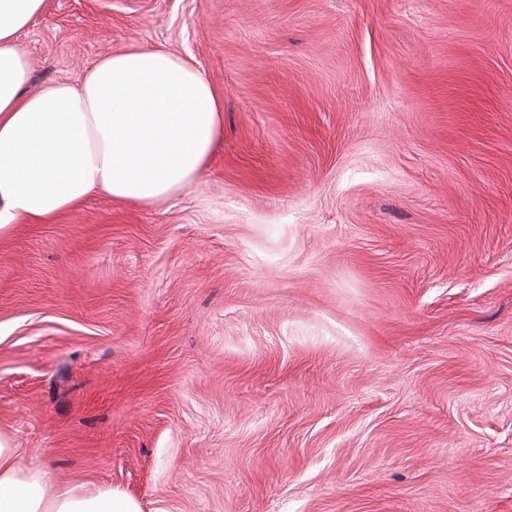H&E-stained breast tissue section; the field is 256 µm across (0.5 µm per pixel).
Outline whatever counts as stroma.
I'll list each match as a JSON object with an SVG mask.
<instances>
[{"label": "stroma", "mask_w": 512, "mask_h": 512, "mask_svg": "<svg viewBox=\"0 0 512 512\" xmlns=\"http://www.w3.org/2000/svg\"><path fill=\"white\" fill-rule=\"evenodd\" d=\"M32 88L195 63L190 188L0 239V429L143 512H512V0H46Z\"/></svg>", "instance_id": "35a3bbf8"}]
</instances>
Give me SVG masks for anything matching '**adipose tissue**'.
<instances>
[{"instance_id": "ef3b65f1", "label": "adipose tissue", "mask_w": 512, "mask_h": 512, "mask_svg": "<svg viewBox=\"0 0 512 512\" xmlns=\"http://www.w3.org/2000/svg\"><path fill=\"white\" fill-rule=\"evenodd\" d=\"M44 0H0V238L43 223L99 192L149 205L192 186L224 124L221 98L190 61L160 48L102 57L79 86L28 92L19 34ZM0 512H141L110 487L51 488L46 469L21 463L0 431Z\"/></svg>"}]
</instances>
